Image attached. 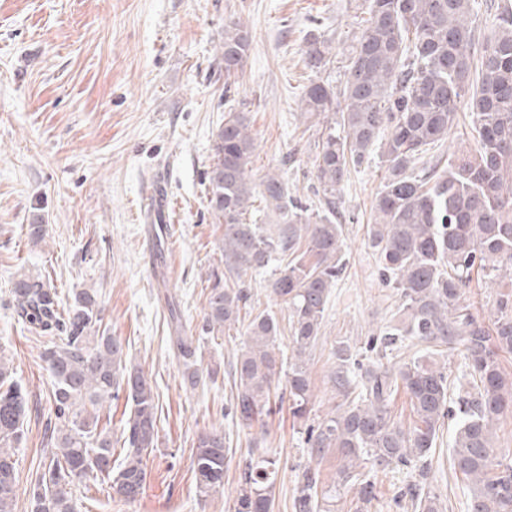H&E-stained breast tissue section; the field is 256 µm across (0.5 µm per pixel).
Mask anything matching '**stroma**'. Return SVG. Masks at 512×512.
<instances>
[{"label": "stroma", "instance_id": "1", "mask_svg": "<svg viewBox=\"0 0 512 512\" xmlns=\"http://www.w3.org/2000/svg\"><path fill=\"white\" fill-rule=\"evenodd\" d=\"M365 8V0H0V351L12 358L29 406L15 455L14 512H30V483L51 454L43 345L18 319L11 294L22 275L49 281L66 306L80 289H96L103 326L127 343L159 396V441L143 495L119 500L89 476L72 489L76 512H233L237 461L252 434L226 414L228 362L241 333L211 336L202 329L209 276L224 269L223 231L206 200L212 135L229 109L248 112L256 137L253 178L279 172L303 202H312L318 129L302 117L299 101L310 80L338 87L345 76L338 61L312 72L302 49L316 33L344 53ZM231 18L247 27L252 46L243 71L228 79L220 46ZM154 175L166 192L171 228L158 251L145 240L142 198ZM380 178L378 162H371L336 193L346 270L312 355L316 418L338 403L327 382L336 340L363 346L399 302L366 236ZM36 217L46 227L38 243L27 234ZM511 287L503 278L479 279L462 300L488 320ZM172 304L183 335L198 340L204 367L216 372L206 389L182 379L168 327ZM218 423L237 460L224 473L223 490L204 499L195 489L193 443ZM455 425L444 420L427 477L411 467L376 470V497L360 512H403L401 491L421 480L447 512H467V482L454 473L448 448ZM267 429L264 450L278 471L276 512H292L296 473L310 462L305 427L283 410Z\"/></svg>", "mask_w": 512, "mask_h": 512}]
</instances>
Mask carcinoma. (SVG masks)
Returning <instances> with one entry per match:
<instances>
[{
    "mask_svg": "<svg viewBox=\"0 0 512 512\" xmlns=\"http://www.w3.org/2000/svg\"><path fill=\"white\" fill-rule=\"evenodd\" d=\"M366 2L368 18L345 56L344 85L313 81L300 99L307 119L340 114L321 132L313 158L319 206L292 196L279 173L254 181L256 139L247 113L229 111L213 134L207 203L223 229L224 275L211 273L203 330L218 336L245 325V341L228 371L230 413L240 427H257L265 435V417L281 387L288 391L291 416L308 419L310 361L345 268L336 191L378 148L384 175L367 239L399 293V305L367 341L368 363L348 344L336 348L328 379L341 403L308 427L306 451L314 460L336 451L339 481L326 486L318 470L303 469L296 476L293 512H332L345 489L369 502L372 471L379 467L415 466L425 477L441 422L452 415L448 366L433 356L454 353L463 360L472 392L457 401L453 469L471 486L470 512H512V465L494 462L495 427L512 414V379L501 363V354L512 353V292L500 296L489 324L461 303L475 275L512 278V9L494 16L493 33L479 43L473 0ZM250 49L245 26L225 23L224 78L243 68ZM303 54L315 73L336 59L331 42L316 34L306 38ZM463 103L476 145L445 159L433 149L458 127ZM276 262L269 287L288 311L287 359L277 344L278 321L249 303L243 281ZM13 294L18 316L43 340L52 381L54 421L47 424V441L54 451L29 490L31 512H74L72 486L89 475L119 498L136 500L158 445L151 381L128 359L121 339L100 325L95 289L77 291L64 314L56 289L42 279L20 277ZM171 340L185 383L193 389L205 385L215 371H202L193 337ZM407 340L424 346V353L405 358ZM13 374L12 360L0 352V512H14V450L28 410ZM401 392L414 415L407 426L393 411ZM121 395L128 407L121 419L124 456L115 462L111 418L101 412ZM261 442H249L234 512H274L276 460L252 459ZM231 459L223 431L213 427L197 437L199 497L224 487ZM408 494L412 512H446L440 496L423 486H412Z\"/></svg>",
    "mask_w": 512,
    "mask_h": 512,
    "instance_id": "cac0c4a2",
    "label": "carcinoma"
}]
</instances>
